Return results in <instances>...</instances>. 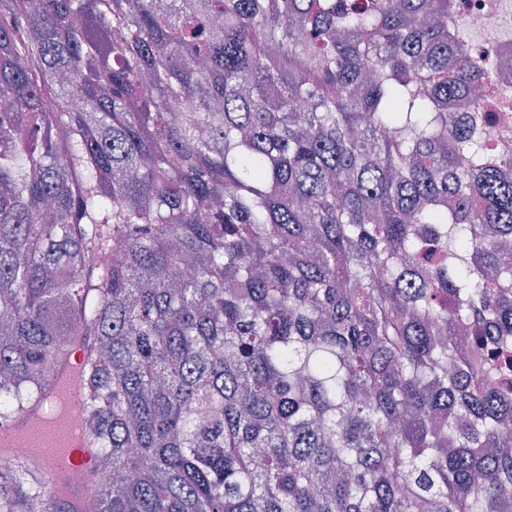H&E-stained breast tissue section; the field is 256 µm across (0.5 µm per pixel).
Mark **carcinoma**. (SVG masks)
<instances>
[{
  "label": "carcinoma",
  "instance_id": "obj_1",
  "mask_svg": "<svg viewBox=\"0 0 512 512\" xmlns=\"http://www.w3.org/2000/svg\"><path fill=\"white\" fill-rule=\"evenodd\" d=\"M449 6L0 0V423L80 349L100 512H512V157L440 107L490 73ZM30 461L0 512H63Z\"/></svg>",
  "mask_w": 512,
  "mask_h": 512
}]
</instances>
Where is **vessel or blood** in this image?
I'll return each instance as SVG.
<instances>
[{"instance_id": "b4317fda", "label": "vessel or blood", "mask_w": 512, "mask_h": 512, "mask_svg": "<svg viewBox=\"0 0 512 512\" xmlns=\"http://www.w3.org/2000/svg\"><path fill=\"white\" fill-rule=\"evenodd\" d=\"M78 361H71L57 374L59 386L68 399V412L55 420L43 412H26L0 425V448L9 447L21 433L27 434L44 474L57 486H64L71 470L93 469L96 456L78 427L83 395L78 382Z\"/></svg>"}]
</instances>
